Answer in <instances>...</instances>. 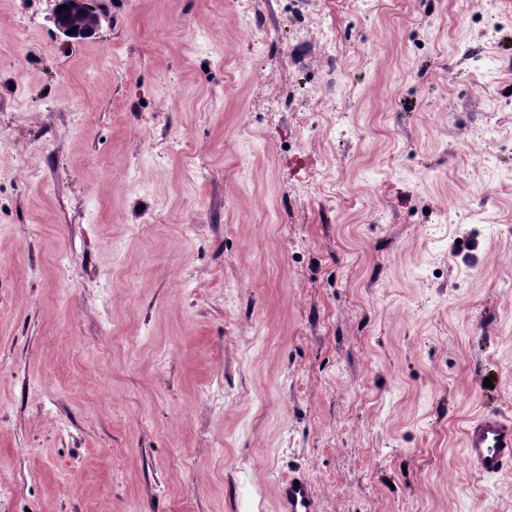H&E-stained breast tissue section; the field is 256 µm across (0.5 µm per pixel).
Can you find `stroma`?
Instances as JSON below:
<instances>
[{"label": "stroma", "instance_id": "stroma-1", "mask_svg": "<svg viewBox=\"0 0 512 512\" xmlns=\"http://www.w3.org/2000/svg\"><path fill=\"white\" fill-rule=\"evenodd\" d=\"M95 5L0 0V512H512V0ZM91 0H64L68 10L58 8L53 12V23L66 43L80 42L96 35L102 26L105 15L93 6ZM71 28H76L72 34H67ZM468 465L486 477L512 472V419L486 412L470 419L463 431ZM298 481V485H294ZM280 512H318V498L311 479L296 471L283 479L277 487Z\"/></svg>", "mask_w": 512, "mask_h": 512}]
</instances>
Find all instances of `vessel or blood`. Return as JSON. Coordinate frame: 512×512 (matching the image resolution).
<instances>
[{
  "label": "vessel or blood",
  "instance_id": "obj_1",
  "mask_svg": "<svg viewBox=\"0 0 512 512\" xmlns=\"http://www.w3.org/2000/svg\"><path fill=\"white\" fill-rule=\"evenodd\" d=\"M468 465L486 477L512 472V419L486 412L470 419L463 431ZM280 512H318L319 503L311 479L294 472L277 487Z\"/></svg>",
  "mask_w": 512,
  "mask_h": 512
}]
</instances>
